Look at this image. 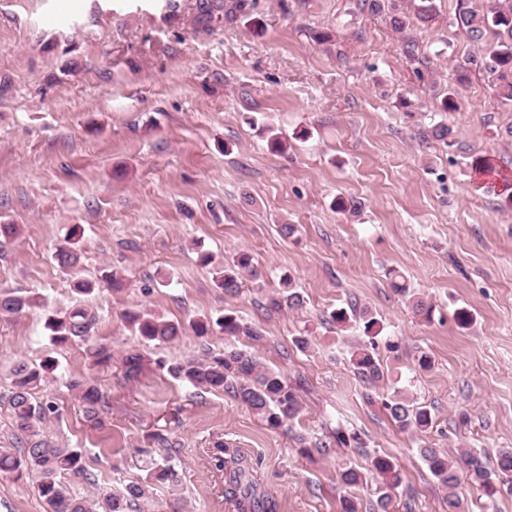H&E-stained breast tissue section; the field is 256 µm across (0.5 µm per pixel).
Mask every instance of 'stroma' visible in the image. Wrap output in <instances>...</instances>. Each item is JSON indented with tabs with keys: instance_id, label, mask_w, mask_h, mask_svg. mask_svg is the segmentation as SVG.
<instances>
[{
	"instance_id": "1",
	"label": "stroma",
	"mask_w": 512,
	"mask_h": 512,
	"mask_svg": "<svg viewBox=\"0 0 512 512\" xmlns=\"http://www.w3.org/2000/svg\"><path fill=\"white\" fill-rule=\"evenodd\" d=\"M199 0H0V224L21 235L0 241V289L37 294L45 304L0 320V393L16 360L52 357L55 379L39 392L57 411L56 437L83 455L87 477L71 489L96 501L168 460L172 481L156 484L136 512H235L217 445L241 455L258 492L277 512H341L343 496L373 512L375 480L354 488L341 467L368 468L382 454L404 482L391 512H446L444 493L422 460L429 446L468 449L495 467L512 448V137L481 72L473 71L456 110L441 101L458 63L475 53L453 26L458 0H434L422 24L396 32L391 8L357 0H246L232 19L196 23ZM416 44L405 52L406 40ZM456 143L429 138L437 123ZM287 140L272 152L270 135ZM493 159L488 184L470 167ZM355 201V211L334 202ZM296 225L283 237L282 224ZM82 225L76 271L53 259L72 225ZM253 258L256 277L225 295L200 256ZM435 307L415 316L395 294L389 269ZM125 276L121 290L106 273ZM290 276L301 306H264ZM100 282L93 295L74 278ZM86 306L110 365L88 369L79 346H52L48 312ZM366 307L378 323L376 352L388 380L366 389L349 363L364 324L329 321L331 310ZM139 307L184 326L167 344L134 335L122 314ZM473 321L460 327L457 310ZM233 311L260 331L256 344L220 331L198 337L192 321ZM308 337L309 349L294 339ZM244 349L300 388L291 430L269 428L231 394L195 388L157 367L225 346ZM151 360L133 381L126 350ZM430 369L417 365L421 354ZM93 378L103 426L93 427L67 390ZM431 407L426 434L400 431L382 401L392 386ZM358 446L330 445L335 429ZM323 452H315L318 444ZM311 446V455L301 452ZM0 512H49L34 478L0 474Z\"/></svg>"
}]
</instances>
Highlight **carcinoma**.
Returning a JSON list of instances; mask_svg holds the SVG:
<instances>
[{
    "label": "carcinoma",
    "mask_w": 512,
    "mask_h": 512,
    "mask_svg": "<svg viewBox=\"0 0 512 512\" xmlns=\"http://www.w3.org/2000/svg\"><path fill=\"white\" fill-rule=\"evenodd\" d=\"M415 17L425 24L432 20L435 5L433 0H411ZM224 9L222 0H203L199 3L200 18L208 20L214 13ZM455 25L463 30L475 43L477 52L468 56L456 68L457 85L448 89L442 100L443 111L457 109L459 89L467 73L478 70L486 73L498 102L512 107V0H482L473 7L465 2L455 14ZM79 226H73L56 248L54 258L59 267L72 269L81 260ZM214 282L227 295H234L242 288L245 276L253 274L252 258L240 253L232 262L218 263L214 267ZM288 290L267 297V305L280 311L298 306L301 295L284 282ZM42 305L36 295H18L10 291L0 292V320L18 317L27 309ZM356 312L364 319L366 332H371L377 319L368 310L349 311L340 308L330 312L332 320L343 323L349 313ZM124 321L135 335L147 341L168 343L181 336L183 326L154 311L131 308L124 312ZM97 316L86 308L72 307L59 311L46 319L50 343L56 347L78 345L84 350L89 369L112 362V346L95 336ZM218 328L227 337L247 336L255 342L263 336L243 322L231 311L217 318L197 320L192 328L198 336L208 335ZM376 344L369 340L351 352L350 365L360 379L372 386L384 378L383 366L375 353ZM148 364V359L138 350L128 351L124 357V374L136 378ZM173 378L194 387L226 391L244 404L254 415L272 429H286L302 411V401L297 387L282 373L260 366L249 353L226 347L217 353L207 352L202 356H190L168 365L162 363ZM57 369V361L48 357L36 365L17 360L9 372L7 393L0 396L9 406L13 426L17 431V442L13 448H0V472L37 477L39 496L49 506L50 512H131L134 505L148 499L152 486L157 482L174 478L171 466L156 465L146 476L129 482L122 491L114 493L100 503L72 494L62 476L87 477L82 453L66 446L46 433V423L54 407L37 399L36 394ZM68 390L81 404L84 417L94 425L101 424L99 417L101 395L97 385L90 379H71ZM393 422L402 431L425 433L433 428V414L426 406L410 403L396 390L384 402ZM423 460L442 489L447 491L448 512H463V503L458 496L461 477L491 497L503 491L512 492V450L499 453L497 469L487 468L480 455L462 450L449 457L436 448L421 449ZM215 467L228 475L224 479V496L232 502L236 512H276V502L260 496L248 468L243 460L229 454L226 445L219 448L214 457ZM377 481L376 512H388L403 477L396 463L388 456L375 455L370 458V468L363 472L353 466L341 470L340 480L352 488L366 481V473Z\"/></svg>",
    "instance_id": "1"
}]
</instances>
